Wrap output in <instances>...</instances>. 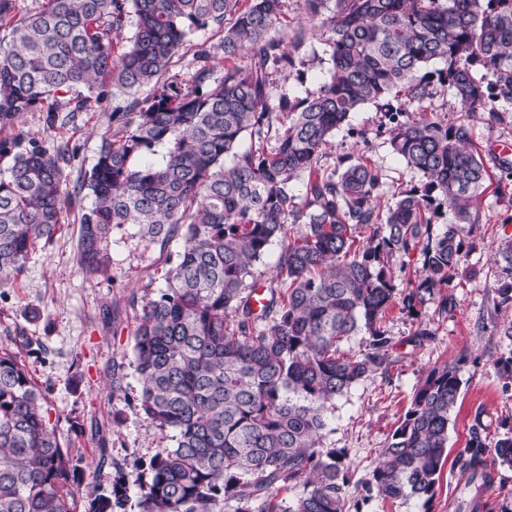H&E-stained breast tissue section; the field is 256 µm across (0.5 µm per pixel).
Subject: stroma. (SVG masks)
<instances>
[{"mask_svg": "<svg viewBox=\"0 0 512 512\" xmlns=\"http://www.w3.org/2000/svg\"><path fill=\"white\" fill-rule=\"evenodd\" d=\"M222 38L214 28L194 32L183 56L158 84L141 88L138 98L186 85L198 68L197 51L216 49ZM294 55L296 67L290 77L279 81L276 91L303 98L316 91L326 76L328 47L312 31ZM127 100L118 92L73 116L61 101L55 129H47L44 113L28 112L16 131L27 140L51 136L76 147L70 176L76 182L95 164L102 140L114 133L113 107ZM392 107L411 112L416 120L467 125L488 178L479 199V219L466 225L463 233L464 260L446 291L453 298L451 308L442 309V294L420 290V252L392 258L398 290L418 294L413 310L394 305L383 324L396 344V362L388 375L366 378L334 402L327 412L323 445L341 450L350 467L345 512H455L457 502L469 494L456 459L474 420L483 422L492 441L512 427V387L495 366L497 358L512 353V342L500 334L512 322V305H499L494 290L502 276L497 248L512 236V198L497 191L502 174L499 150L501 145H512V106L498 102L499 116L494 119L489 113L473 114L455 105L448 92L422 108L399 95L352 113L320 154L318 164L331 170L346 158L368 160L382 174L387 203L393 193L420 182L419 173L389 146L387 112ZM89 204L85 198L68 207L61 233L51 242L38 243L22 275L0 286V346L20 354L42 389L59 439L78 465V497L83 503L109 493L116 468L131 470L134 462H148L175 444L171 433L160 431L140 407L133 346L143 303L156 298L165 286V254L180 246L174 240L167 250H160L141 240L135 225L125 224L112 231L108 271L86 273L77 257L80 209ZM423 328L429 330V338L422 345H410V338ZM452 362L458 365L463 385L449 426L448 460L433 499L426 505L415 500L401 505L367 498L363 486L415 388L431 369Z\"/></svg>", "mask_w": 512, "mask_h": 512, "instance_id": "obj_1", "label": "stroma"}]
</instances>
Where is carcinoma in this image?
Instances as JSON below:
<instances>
[{
    "mask_svg": "<svg viewBox=\"0 0 512 512\" xmlns=\"http://www.w3.org/2000/svg\"><path fill=\"white\" fill-rule=\"evenodd\" d=\"M301 2L330 48L327 75L310 95L276 101L273 76L295 67L271 35L284 0H41L25 13L18 0H0V131L37 108L53 130L58 94L76 92L69 112H85L108 83L125 93L156 84L191 34L224 30L221 74L203 68L172 94L113 107L115 138L102 141L71 191L69 144L31 140L15 153L20 138L0 140V155H13L0 174V281L23 271L84 192L81 267L107 270L121 224L136 225L149 244L181 241L167 258L166 288L142 307L134 345L140 407L174 432L175 446L80 505L77 468L42 390L1 349L0 512H121L132 483L140 512H217L224 499L236 512H344L348 467L322 447L328 406L396 363L382 329L397 298L393 256L420 250L419 287L452 306L443 289L461 264L487 173L469 127L400 110L389 113V145L422 184L386 209L376 168L357 160L327 172L318 157L351 113L394 93L420 104L451 90L470 112L511 104L512 0ZM131 15L135 31L122 45ZM444 209L448 224L436 233ZM359 226L373 232L356 248ZM276 241L274 285L258 296L255 266ZM499 256L496 293L508 304L512 237ZM361 332L365 349L345 348ZM461 387L455 365L429 371L364 485L369 495L431 502ZM490 453L512 465V431L491 444L477 418L458 458L474 495L457 508L480 512ZM297 487L291 500L279 497Z\"/></svg>",
    "mask_w": 512,
    "mask_h": 512,
    "instance_id": "1",
    "label": "carcinoma"
}]
</instances>
